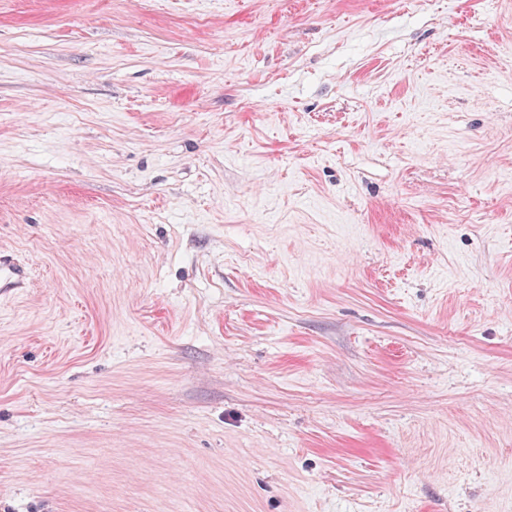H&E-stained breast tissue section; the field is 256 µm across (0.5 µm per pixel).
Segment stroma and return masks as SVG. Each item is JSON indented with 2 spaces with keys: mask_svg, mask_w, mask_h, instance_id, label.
<instances>
[{
  "mask_svg": "<svg viewBox=\"0 0 512 512\" xmlns=\"http://www.w3.org/2000/svg\"><path fill=\"white\" fill-rule=\"evenodd\" d=\"M0 512H512V0H0Z\"/></svg>",
  "mask_w": 512,
  "mask_h": 512,
  "instance_id": "35a3bbf8",
  "label": "stroma"
}]
</instances>
